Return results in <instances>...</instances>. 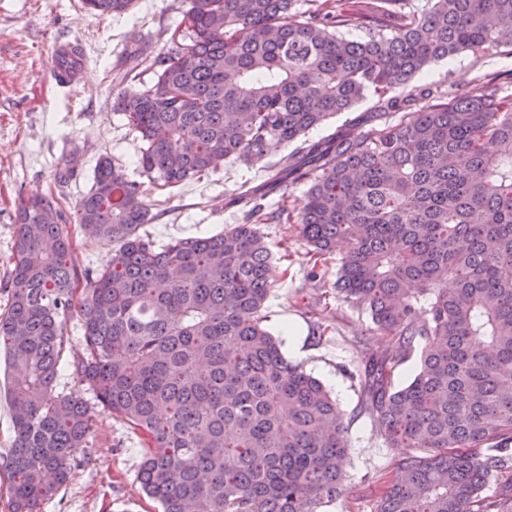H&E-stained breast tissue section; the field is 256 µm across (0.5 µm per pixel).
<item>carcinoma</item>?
<instances>
[{
  "label": "carcinoma",
  "mask_w": 512,
  "mask_h": 512,
  "mask_svg": "<svg viewBox=\"0 0 512 512\" xmlns=\"http://www.w3.org/2000/svg\"><path fill=\"white\" fill-rule=\"evenodd\" d=\"M136 0H83L120 16ZM364 32L359 41L339 34ZM512 49V0H188L154 85L114 106L140 134L137 165L162 189L223 160L247 163L304 137L372 89L377 111L303 142L263 183L241 186L243 223L161 248L141 182L108 157L76 202L112 243L86 277L73 374L101 411L147 441L139 480L162 512H319L342 494L343 416L322 383L262 327L273 287L262 225L288 224L271 194L309 180L300 216L314 264L344 244L336 290L386 337L357 380L390 448L405 452L375 512H497L492 473L512 459V92L485 78L427 106L385 92L470 51ZM401 113L394 123L391 117ZM359 132H354V129ZM54 194L22 201L0 346L15 438L0 463L12 512H35L86 452L94 413L57 393L77 274ZM422 345L413 380L396 369Z\"/></svg>",
  "instance_id": "cac0c4a2"
}]
</instances>
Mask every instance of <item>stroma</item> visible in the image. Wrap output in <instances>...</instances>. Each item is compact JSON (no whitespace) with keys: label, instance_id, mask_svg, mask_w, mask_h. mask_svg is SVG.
<instances>
[{"label":"stroma","instance_id":"stroma-1","mask_svg":"<svg viewBox=\"0 0 512 512\" xmlns=\"http://www.w3.org/2000/svg\"><path fill=\"white\" fill-rule=\"evenodd\" d=\"M186 0H137L128 14L95 16L81 0H0V313L8 307L6 284L16 262L17 212L22 200L45 194L56 170L73 164L78 175L60 187L61 205L70 218L63 230L71 241V263L79 274L101 269L112 245L89 237L72 213L93 182L101 157H109L127 176L145 181L135 161L142 141L112 107L121 92L136 94L155 83L148 63L134 62L126 80L112 78L133 37L148 41L153 51L165 49L183 18ZM58 42L82 47L84 69L77 84L60 87L53 80L52 48ZM512 73V54L469 51L434 65L395 96L422 87L437 96L472 87L488 74ZM284 146L250 163L224 161L207 177L182 186L149 188L157 218L141 225V236L163 245L175 238L216 235L241 221L232 198L242 184L264 182L283 156ZM307 183L294 185L287 199L269 196L265 204L287 207L288 224H266L262 231L272 254L276 287L266 302L264 325L281 343L292 363L319 379L335 398L347 424L348 452L343 462L344 491L321 512H374L377 500L394 478L397 448L387 447L374 422L363 414L362 393L352 372L363 353L358 337L370 335L366 309L351 307L334 288L336 264L328 262L319 280L308 277L312 264L297 217L305 203ZM326 325L312 334L314 323ZM56 389L95 408L87 456L74 463L69 479L38 512H161L144 492L138 472L144 437L122 418L98 412L94 394L62 367Z\"/></svg>","mask_w":512,"mask_h":512}]
</instances>
